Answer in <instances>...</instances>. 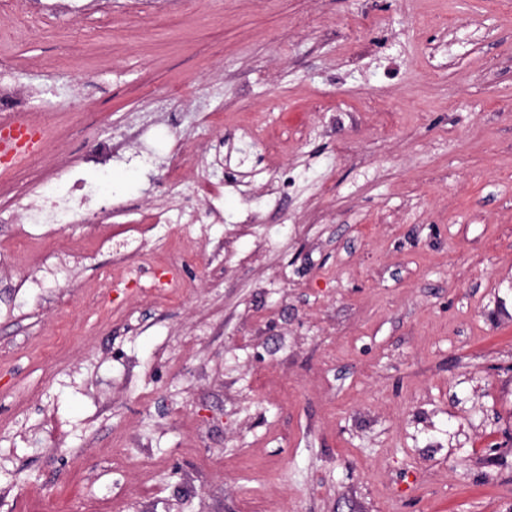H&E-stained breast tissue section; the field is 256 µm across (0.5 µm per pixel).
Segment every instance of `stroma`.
<instances>
[{"instance_id": "1", "label": "stroma", "mask_w": 512, "mask_h": 512, "mask_svg": "<svg viewBox=\"0 0 512 512\" xmlns=\"http://www.w3.org/2000/svg\"><path fill=\"white\" fill-rule=\"evenodd\" d=\"M99 9L80 43L32 31L14 77L67 125L63 158L132 125L159 155L120 144L110 245L31 226L78 246L74 277L19 286L29 259L0 252V512H512V0ZM270 135L298 175L275 208L273 160L238 153ZM179 142L200 161L169 187ZM213 174L219 220L123 234ZM175 243L183 302L104 287L113 253ZM143 451L145 498L113 465Z\"/></svg>"}]
</instances>
